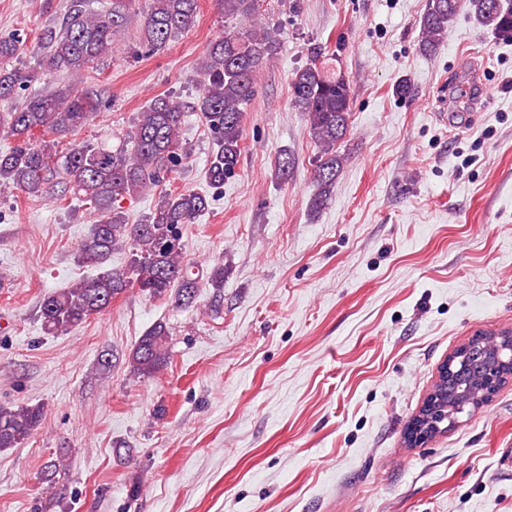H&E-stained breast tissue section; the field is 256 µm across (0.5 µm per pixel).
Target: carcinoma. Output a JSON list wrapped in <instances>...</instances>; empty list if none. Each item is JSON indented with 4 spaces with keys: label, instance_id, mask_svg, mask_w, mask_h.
Wrapping results in <instances>:
<instances>
[{
    "label": "carcinoma",
    "instance_id": "cac0c4a2",
    "mask_svg": "<svg viewBox=\"0 0 512 512\" xmlns=\"http://www.w3.org/2000/svg\"><path fill=\"white\" fill-rule=\"evenodd\" d=\"M257 2L218 0L224 7V35L206 49L200 65L203 92L191 105L215 139L207 178L216 187L237 173L246 108L256 94L258 73L279 47L262 22ZM128 5L127 0H113L110 9L98 11L89 0H70L61 21L42 31L39 50L47 70L65 72L73 81L0 113V132L14 140L9 150L0 152V191L40 197L57 188L64 197H79L98 215L78 249V261L103 272L42 298L39 317L51 335L83 324L129 288L169 298L178 307L191 306L201 288L186 261L180 229L207 210L209 200L198 192L162 188L182 161L186 105L156 98L118 137V145L97 140L60 149L61 136L83 127L108 105L79 91L77 82L91 63L112 55V31L121 26ZM465 8L494 34H512V0H427L419 19V52L435 54L448 24ZM196 17L197 0H148L142 43L158 52L189 31ZM20 49L17 36H0V103L12 102L18 89L35 80L31 70L12 65ZM290 89L293 106L307 114L317 148L313 179L320 191L312 206L319 208L342 164L337 144L349 128L351 87L342 75L330 76L313 62L295 73ZM148 191L155 192L153 211L140 224L127 223L116 203ZM126 248L127 265L107 268L112 252ZM169 359V331L158 323L135 343L128 363L134 373L151 377ZM43 416L40 405L0 406V448L24 445Z\"/></svg>",
    "mask_w": 512,
    "mask_h": 512
}]
</instances>
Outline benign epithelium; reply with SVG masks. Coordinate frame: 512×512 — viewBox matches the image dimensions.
<instances>
[{
    "label": "benign epithelium",
    "instance_id": "1",
    "mask_svg": "<svg viewBox=\"0 0 512 512\" xmlns=\"http://www.w3.org/2000/svg\"><path fill=\"white\" fill-rule=\"evenodd\" d=\"M505 368L512 370L511 332L468 339L438 368L431 392L409 424L407 442L420 445L454 427L459 416L472 409L465 393L469 378L482 376L484 387L492 392L504 380Z\"/></svg>",
    "mask_w": 512,
    "mask_h": 512
}]
</instances>
